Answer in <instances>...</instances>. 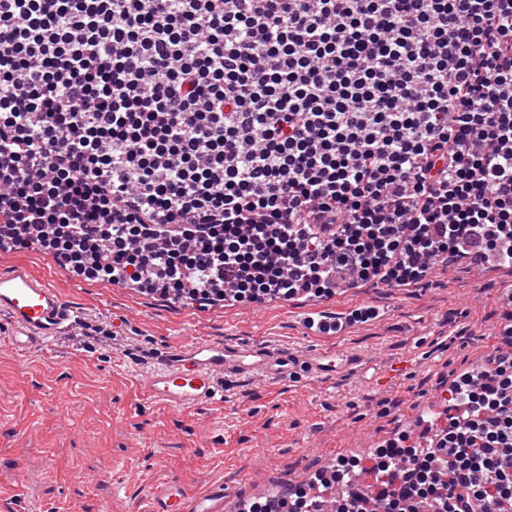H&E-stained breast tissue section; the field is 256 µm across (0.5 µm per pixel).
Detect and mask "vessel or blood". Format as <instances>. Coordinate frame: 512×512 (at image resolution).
I'll list each match as a JSON object with an SVG mask.
<instances>
[{
	"instance_id": "1",
	"label": "vessel or blood",
	"mask_w": 512,
	"mask_h": 512,
	"mask_svg": "<svg viewBox=\"0 0 512 512\" xmlns=\"http://www.w3.org/2000/svg\"><path fill=\"white\" fill-rule=\"evenodd\" d=\"M0 318L8 323L9 345L24 353L71 336L75 325L59 289L23 264L0 273ZM353 320L350 308L306 310L300 319L303 327L311 335L328 339L329 344L301 354L268 345L191 340L163 353L140 390L153 402L188 411L214 400L228 378L285 382L302 363L317 378L344 374L355 364L340 346ZM232 498L220 485L198 494L170 481L151 489L147 512H223L225 502Z\"/></svg>"
}]
</instances>
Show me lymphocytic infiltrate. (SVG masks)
Here are the masks:
<instances>
[{
	"label": "lymphocytic infiltrate",
	"instance_id": "obj_1",
	"mask_svg": "<svg viewBox=\"0 0 512 512\" xmlns=\"http://www.w3.org/2000/svg\"><path fill=\"white\" fill-rule=\"evenodd\" d=\"M261 303L512 259V0H0V243ZM379 512H512V353Z\"/></svg>",
	"mask_w": 512,
	"mask_h": 512
}]
</instances>
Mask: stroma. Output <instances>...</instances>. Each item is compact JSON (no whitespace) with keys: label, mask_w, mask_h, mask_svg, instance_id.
Returning a JSON list of instances; mask_svg holds the SVG:
<instances>
[{"label":"stroma","mask_w":512,"mask_h":512,"mask_svg":"<svg viewBox=\"0 0 512 512\" xmlns=\"http://www.w3.org/2000/svg\"><path fill=\"white\" fill-rule=\"evenodd\" d=\"M16 263L59 288L86 330L22 356L0 319V512H136L153 486L172 480L196 492L221 482L247 497L280 473L371 457L491 353L512 318V272L438 261L409 287L368 283L334 297L381 310L344 343L357 371L317 379L301 369L284 384L228 379L223 397L182 412L140 392L149 356L196 337L312 350L318 338L297 322L309 298L203 305L76 276L39 249L0 250V270ZM118 315L134 322L116 348ZM405 356L412 365L393 389L372 384Z\"/></svg>","instance_id":"35a3bbf8"}]
</instances>
